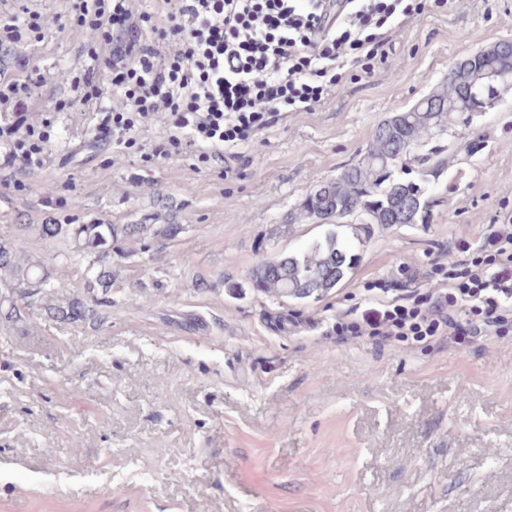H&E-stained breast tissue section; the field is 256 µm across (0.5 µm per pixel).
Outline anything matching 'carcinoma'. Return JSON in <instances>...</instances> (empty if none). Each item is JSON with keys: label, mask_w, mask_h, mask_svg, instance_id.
I'll list each match as a JSON object with an SVG mask.
<instances>
[{"label": "carcinoma", "mask_w": 512, "mask_h": 512, "mask_svg": "<svg viewBox=\"0 0 512 512\" xmlns=\"http://www.w3.org/2000/svg\"><path fill=\"white\" fill-rule=\"evenodd\" d=\"M466 75L453 71L415 105L390 113L375 131L363 157L345 168L336 179L317 186L290 214L289 222L276 232L288 230L298 220L348 225L353 238L370 233L372 225L426 224L430 220L426 198L428 173L443 164L414 151L435 131L456 120L458 112H484L512 87V42L498 43L490 54L478 51L463 59ZM417 160L418 179H395L400 168L410 171ZM24 230L56 246L39 261L24 262L11 247L0 244V284L17 293L7 316L20 321L31 306L40 303L48 313L71 323H98L99 307L112 306V252L125 240L146 237L170 240L179 234L178 224H105L97 219L87 224H26ZM359 257L348 242L330 231L297 253L261 259L248 273L254 291L298 302L318 300L350 279ZM57 262L76 264L87 298H72L68 284L52 277Z\"/></svg>", "instance_id": "cac0c4a2"}]
</instances>
